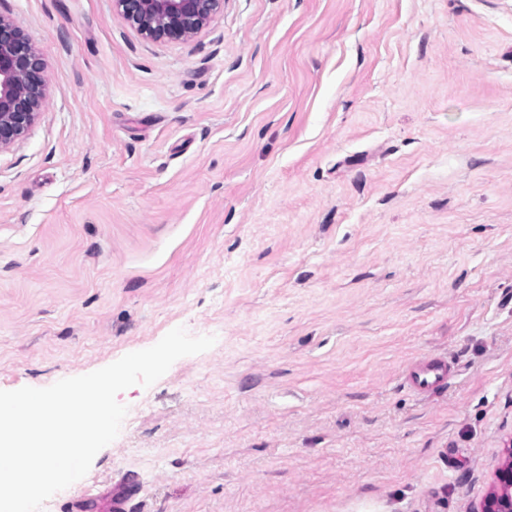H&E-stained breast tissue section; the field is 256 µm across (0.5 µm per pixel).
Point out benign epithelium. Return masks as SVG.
<instances>
[{"label":"benign epithelium","mask_w":512,"mask_h":512,"mask_svg":"<svg viewBox=\"0 0 512 512\" xmlns=\"http://www.w3.org/2000/svg\"><path fill=\"white\" fill-rule=\"evenodd\" d=\"M125 20L155 40L185 39L200 31L221 0H115ZM44 69L31 40L0 16V150L22 138L43 103ZM509 462L496 475L480 512H512V441Z\"/></svg>","instance_id":"benign-epithelium-1"}]
</instances>
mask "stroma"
Here are the masks:
<instances>
[{
  "instance_id": "1",
  "label": "stroma",
  "mask_w": 512,
  "mask_h": 512,
  "mask_svg": "<svg viewBox=\"0 0 512 512\" xmlns=\"http://www.w3.org/2000/svg\"><path fill=\"white\" fill-rule=\"evenodd\" d=\"M46 98L0 150V390L211 335L118 396L102 512H476L512 438V0H0ZM423 358L446 384L410 389ZM125 20L155 40L185 39L200 31L221 0H115ZM125 491L123 495L114 497L112 502L104 509L106 512H129L130 503L138 496L140 487L134 476L130 475L124 481Z\"/></svg>"
}]
</instances>
